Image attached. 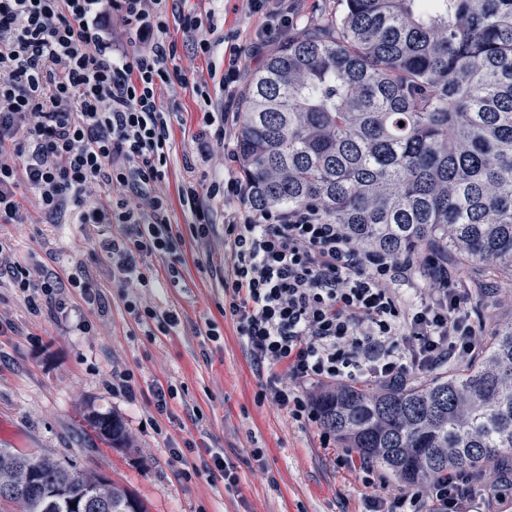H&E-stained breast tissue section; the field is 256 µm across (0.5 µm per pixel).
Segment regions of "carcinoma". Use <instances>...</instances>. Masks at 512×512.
<instances>
[{"label":"carcinoma","mask_w":512,"mask_h":512,"mask_svg":"<svg viewBox=\"0 0 512 512\" xmlns=\"http://www.w3.org/2000/svg\"><path fill=\"white\" fill-rule=\"evenodd\" d=\"M340 2L267 55L241 96L248 203L309 206L359 247L512 285V0ZM315 405L341 447L406 485L512 470V317L459 372L346 385ZM88 419L128 443L117 416ZM0 498L19 512H147L96 470L11 448Z\"/></svg>","instance_id":"obj_1"}]
</instances>
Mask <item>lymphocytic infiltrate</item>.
Returning a JSON list of instances; mask_svg holds the SVG:
<instances>
[{
    "label": "lymphocytic infiltrate",
    "instance_id": "obj_1",
    "mask_svg": "<svg viewBox=\"0 0 512 512\" xmlns=\"http://www.w3.org/2000/svg\"><path fill=\"white\" fill-rule=\"evenodd\" d=\"M168 0H0V222L19 221V187L42 213L75 215L80 224H126L101 253L124 286L148 287L145 256L171 252L167 213L179 203L193 235L208 237L215 220L207 198L222 197L224 311L256 370L268 373L263 396L301 424L320 418L314 388L380 384L472 359L483 334L457 270L435 258H398L352 244L344 228L308 207L248 205L231 152L241 65L287 39L300 0H243L259 24L248 43L224 40V99L207 83L195 92L210 110L195 135L204 158L210 137L227 145L224 174L200 195L183 182L162 188L171 149V117L161 92L177 55L167 37ZM106 195L93 199V188ZM20 292L50 297L63 288L53 272H31L0 246V278ZM512 487L499 472L480 479L448 474L390 494L391 512H424L426 503L455 512L479 496L477 481Z\"/></svg>",
    "mask_w": 512,
    "mask_h": 512
}]
</instances>
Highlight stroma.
Returning a JSON list of instances; mask_svg holds the SVG:
<instances>
[{"label": "stroma", "mask_w": 512, "mask_h": 512, "mask_svg": "<svg viewBox=\"0 0 512 512\" xmlns=\"http://www.w3.org/2000/svg\"><path fill=\"white\" fill-rule=\"evenodd\" d=\"M179 8L187 14L214 9L217 39L228 32L245 39L253 27L239 0L213 6L181 0ZM169 36L186 81L161 94L173 121L166 182L172 190L185 181L205 189L223 171L224 145L212 141L214 165L199 162L191 135L202 126L203 101L194 87L224 63L218 52L191 57V40L178 25H171ZM18 198L25 221L0 224V243L22 266L53 271L66 286L34 311L8 279H0V448L53 453L91 466L137 495L148 512H368L369 488L358 474L337 466L338 450L324 447L320 428L297 425L285 410L259 398L264 379L224 315L222 279L229 264L222 199L211 201L216 227L202 241L193 240L180 206L169 211L174 249L146 258L154 282L137 294L143 304L176 311L180 324L152 335L129 314L111 264L94 246L95 239L124 235L125 226L84 227L68 215L51 219L36 209L26 188H19ZM178 258L185 268L174 285L167 266ZM463 277L482 327L512 310V286L499 284L493 303L481 297L472 272ZM89 278L107 298L106 310L86 303L77 289ZM212 323L220 333L215 340L207 335ZM125 369L135 374L133 401L107 387L113 373ZM158 383L175 390L164 414L155 408ZM92 412L119 417L129 447H112L88 422ZM204 448L223 453L234 466L236 489L226 490L220 477L192 474ZM256 448L263 449L262 460L253 457Z\"/></svg>", "instance_id": "stroma-1"}]
</instances>
